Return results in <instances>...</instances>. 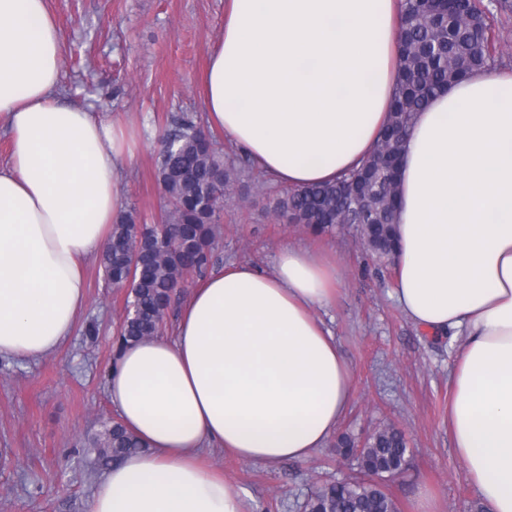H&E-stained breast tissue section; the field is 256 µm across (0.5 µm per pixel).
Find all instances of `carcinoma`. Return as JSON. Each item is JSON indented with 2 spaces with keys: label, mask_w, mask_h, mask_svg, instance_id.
I'll list each match as a JSON object with an SVG mask.
<instances>
[{
  "label": "carcinoma",
  "mask_w": 512,
  "mask_h": 512,
  "mask_svg": "<svg viewBox=\"0 0 512 512\" xmlns=\"http://www.w3.org/2000/svg\"><path fill=\"white\" fill-rule=\"evenodd\" d=\"M492 15L483 0H454L445 16L436 15L430 0H401L398 80L388 124L410 132L415 114L448 84L473 70L503 64ZM159 144L157 175L171 204L170 222L138 224L128 214L112 226V250L103 252L112 287L129 289L127 303L135 311L119 327L120 345L155 334L160 313L185 275L206 269L221 201L237 181V170L224 166L209 132L189 119L160 135ZM396 188L397 180L379 175L363 200L359 231L376 258L391 254L395 213L384 201L396 197ZM351 206L334 186H309L285 189L272 212L322 234L334 228L322 220ZM367 444L358 461L361 475L318 487L308 496L304 512H398L379 479L405 469L406 438L401 430L386 426ZM90 445L104 468L144 448L119 421L104 424Z\"/></svg>",
  "instance_id": "obj_1"
}]
</instances>
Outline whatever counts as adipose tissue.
Masks as SVG:
<instances>
[{
	"mask_svg": "<svg viewBox=\"0 0 512 512\" xmlns=\"http://www.w3.org/2000/svg\"><path fill=\"white\" fill-rule=\"evenodd\" d=\"M208 58L210 127L278 184L332 183L374 148L396 88L398 0H228ZM46 0H0V356L36 360L73 334L85 265L123 210L141 138L61 101ZM394 296L424 330L465 334L451 438L488 512H512V69L477 71L416 113L404 151ZM340 281L328 252L284 247L272 273L203 277L173 337L118 348L107 392L146 451L96 481L89 512H249L202 449L243 461L323 447L354 397L314 314Z\"/></svg>",
	"mask_w": 512,
	"mask_h": 512,
	"instance_id": "ef3b65f1",
	"label": "adipose tissue"
}]
</instances>
